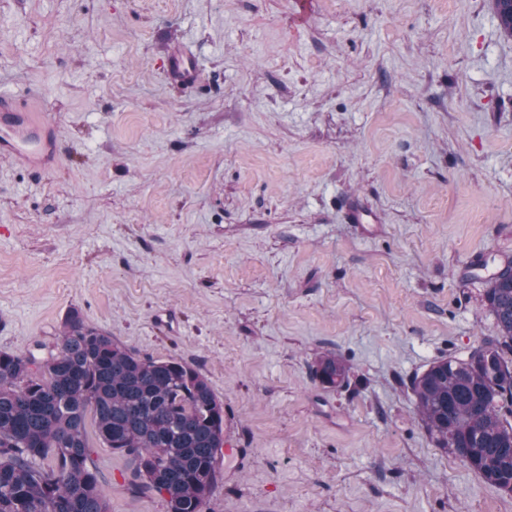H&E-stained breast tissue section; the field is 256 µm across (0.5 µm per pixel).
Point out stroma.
Wrapping results in <instances>:
<instances>
[{
	"label": "stroma",
	"instance_id": "stroma-1",
	"mask_svg": "<svg viewBox=\"0 0 512 512\" xmlns=\"http://www.w3.org/2000/svg\"><path fill=\"white\" fill-rule=\"evenodd\" d=\"M292 8L0 0V88L59 129L51 170L0 160V351L75 310L197 369L249 451L204 512H512L410 390L494 330L472 261L512 257V38L490 0ZM173 46L195 88L166 79ZM325 351L347 386L313 376ZM89 444L110 512H167ZM347 220L350 224H357L363 236L369 237L380 231L378 217L360 206L349 207Z\"/></svg>",
	"mask_w": 512,
	"mask_h": 512
}]
</instances>
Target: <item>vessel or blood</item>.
<instances>
[{
	"label": "vessel or blood",
	"mask_w": 512,
	"mask_h": 512,
	"mask_svg": "<svg viewBox=\"0 0 512 512\" xmlns=\"http://www.w3.org/2000/svg\"><path fill=\"white\" fill-rule=\"evenodd\" d=\"M168 80L193 87L197 69L188 55L173 53L162 62ZM58 128L37 112L32 97L10 89H0V157L38 171L50 170L57 156ZM347 220L369 237L379 232V219L362 207L352 206Z\"/></svg>",
	"instance_id": "obj_1"
}]
</instances>
